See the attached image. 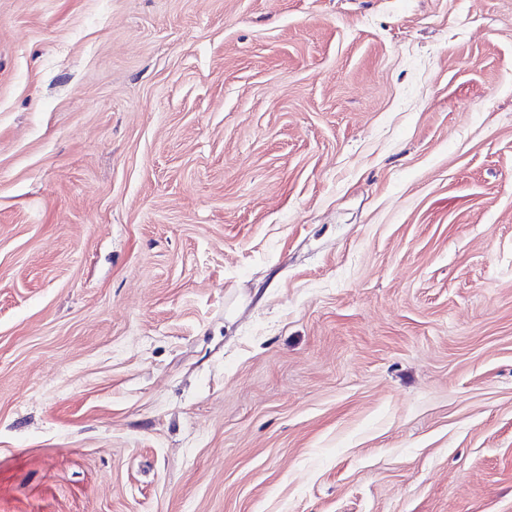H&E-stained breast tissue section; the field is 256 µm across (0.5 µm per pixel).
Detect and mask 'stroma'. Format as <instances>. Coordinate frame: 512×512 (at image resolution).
Returning <instances> with one entry per match:
<instances>
[{"label": "stroma", "instance_id": "obj_1", "mask_svg": "<svg viewBox=\"0 0 512 512\" xmlns=\"http://www.w3.org/2000/svg\"><path fill=\"white\" fill-rule=\"evenodd\" d=\"M0 512H512V0H0Z\"/></svg>", "mask_w": 512, "mask_h": 512}]
</instances>
